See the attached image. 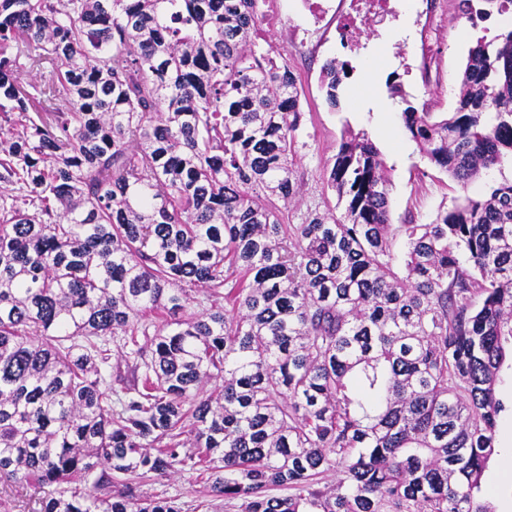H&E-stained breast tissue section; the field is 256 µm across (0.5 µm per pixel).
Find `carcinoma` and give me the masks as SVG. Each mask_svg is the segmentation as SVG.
<instances>
[{
	"mask_svg": "<svg viewBox=\"0 0 512 512\" xmlns=\"http://www.w3.org/2000/svg\"><path fill=\"white\" fill-rule=\"evenodd\" d=\"M262 2L0 0V485L51 488L36 512H199L143 491L179 471L227 512H496L512 181L393 224L347 126L319 174L343 212L294 223L303 90ZM353 70L321 67L330 109ZM387 85L457 184L512 157V31L452 112Z\"/></svg>",
	"mask_w": 512,
	"mask_h": 512,
	"instance_id": "1",
	"label": "carcinoma"
}]
</instances>
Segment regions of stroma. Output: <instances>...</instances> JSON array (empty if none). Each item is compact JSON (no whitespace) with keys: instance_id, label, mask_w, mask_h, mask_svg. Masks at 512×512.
<instances>
[{"instance_id":"obj_1","label":"stroma","mask_w":512,"mask_h":512,"mask_svg":"<svg viewBox=\"0 0 512 512\" xmlns=\"http://www.w3.org/2000/svg\"><path fill=\"white\" fill-rule=\"evenodd\" d=\"M425 7L426 0H410L409 15H395L380 33L363 31L359 37L362 49L353 56L340 45L334 25H316L306 17L301 0H266L263 4L265 19L258 43L261 48H272L276 61H287L304 88L298 171L308 195L321 194L328 204H336L334 192H322L319 173L347 124L366 132L382 153L391 177L393 223H430L462 199L485 198L492 186L512 180V162L507 160L460 187L422 157L401 117L374 111L373 99L387 96L386 79L393 72L403 74L405 92L415 107L451 112L458 104L460 75L478 32L461 26L456 0H438L432 37L424 39L417 16ZM332 58L351 61L354 67L344 83L337 111L326 105L319 83L321 66ZM497 451L485 472L483 487L492 493L497 512H512L511 417H503L499 423Z\"/></svg>"}]
</instances>
